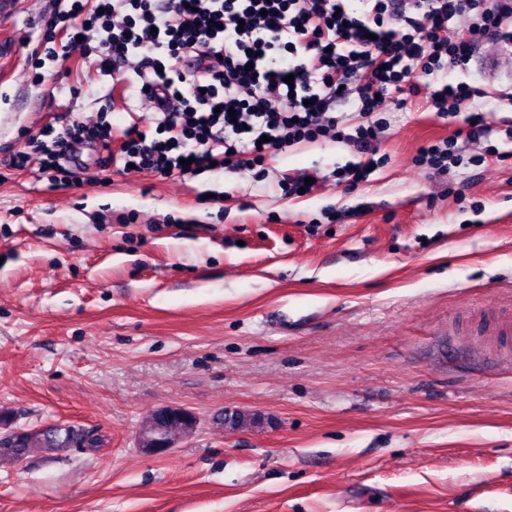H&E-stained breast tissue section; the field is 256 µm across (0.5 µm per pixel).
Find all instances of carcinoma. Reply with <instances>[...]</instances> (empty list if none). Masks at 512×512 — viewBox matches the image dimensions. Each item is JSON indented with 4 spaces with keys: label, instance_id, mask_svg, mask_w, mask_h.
Returning <instances> with one entry per match:
<instances>
[{
    "label": "carcinoma",
    "instance_id": "cac0c4a2",
    "mask_svg": "<svg viewBox=\"0 0 512 512\" xmlns=\"http://www.w3.org/2000/svg\"><path fill=\"white\" fill-rule=\"evenodd\" d=\"M216 421L231 429H246L261 425V416L257 413L240 412L230 418L224 414L216 416ZM197 427L194 415L179 408H161L147 415L140 428L141 447L155 448L179 437L191 435ZM0 460L21 461L30 455L46 450L64 451L81 446L86 437V429L55 423L47 428L25 429L14 425L13 419L0 415Z\"/></svg>",
    "mask_w": 512,
    "mask_h": 512
}]
</instances>
